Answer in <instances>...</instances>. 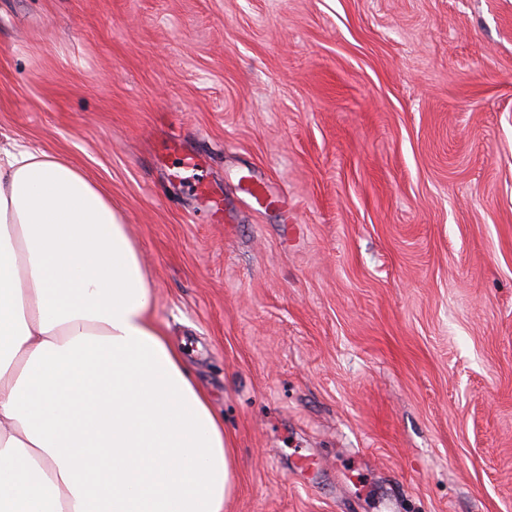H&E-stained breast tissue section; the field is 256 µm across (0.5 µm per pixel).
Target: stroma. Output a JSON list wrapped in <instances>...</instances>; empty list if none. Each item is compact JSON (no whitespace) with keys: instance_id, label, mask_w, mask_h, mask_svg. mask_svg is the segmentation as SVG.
<instances>
[{"instance_id":"stroma-1","label":"stroma","mask_w":512,"mask_h":512,"mask_svg":"<svg viewBox=\"0 0 512 512\" xmlns=\"http://www.w3.org/2000/svg\"><path fill=\"white\" fill-rule=\"evenodd\" d=\"M18 145L123 212L224 512H512V0H0Z\"/></svg>"}]
</instances>
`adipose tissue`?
Listing matches in <instances>:
<instances>
[{
    "label": "adipose tissue",
    "mask_w": 512,
    "mask_h": 512,
    "mask_svg": "<svg viewBox=\"0 0 512 512\" xmlns=\"http://www.w3.org/2000/svg\"><path fill=\"white\" fill-rule=\"evenodd\" d=\"M152 306L98 185L0 157V512H224L234 450Z\"/></svg>",
    "instance_id": "obj_1"
}]
</instances>
